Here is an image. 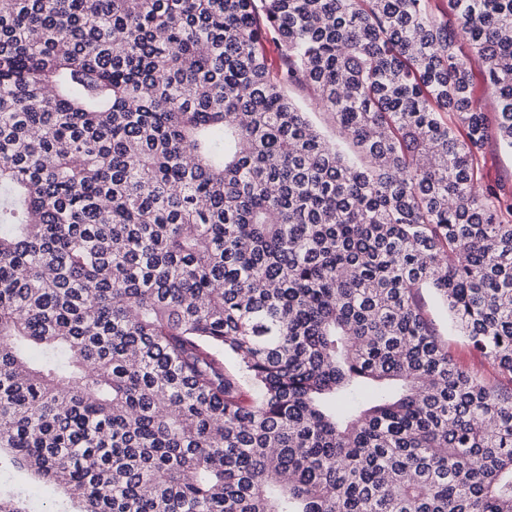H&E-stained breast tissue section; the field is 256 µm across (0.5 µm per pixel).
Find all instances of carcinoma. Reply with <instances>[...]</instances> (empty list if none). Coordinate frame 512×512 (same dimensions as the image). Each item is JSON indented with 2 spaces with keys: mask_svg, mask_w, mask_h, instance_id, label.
I'll list each match as a JSON object with an SVG mask.
<instances>
[{
  "mask_svg": "<svg viewBox=\"0 0 512 512\" xmlns=\"http://www.w3.org/2000/svg\"><path fill=\"white\" fill-rule=\"evenodd\" d=\"M492 135L512 0H0V453L72 512H512ZM467 66L472 74V100L474 106L483 112H487L492 116V109L490 107L491 89L488 86L485 76V64L478 57H470L467 61ZM422 302L429 318L433 322L439 339L448 345V351L465 368L478 372H489L483 356L474 350L452 326L448 313L430 289L421 292Z\"/></svg>",
  "mask_w": 512,
  "mask_h": 512,
  "instance_id": "cac0c4a2",
  "label": "carcinoma"
}]
</instances>
